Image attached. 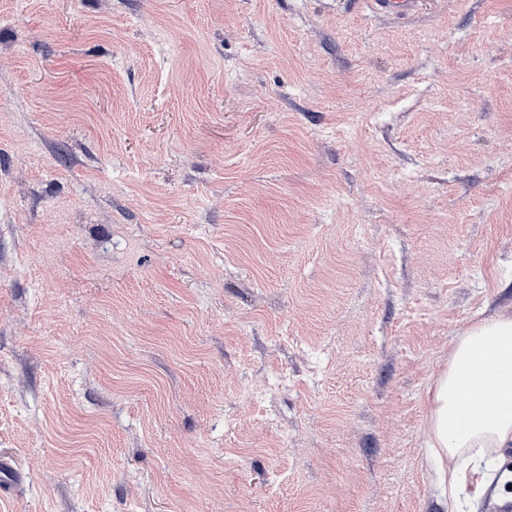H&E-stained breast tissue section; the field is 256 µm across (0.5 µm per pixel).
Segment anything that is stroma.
I'll list each match as a JSON object with an SVG mask.
<instances>
[{"mask_svg":"<svg viewBox=\"0 0 512 512\" xmlns=\"http://www.w3.org/2000/svg\"><path fill=\"white\" fill-rule=\"evenodd\" d=\"M512 0H0V512H448L427 391L512 317ZM370 2L376 10L405 17L418 8L420 0H371Z\"/></svg>","mask_w":512,"mask_h":512,"instance_id":"obj_1","label":"stroma"}]
</instances>
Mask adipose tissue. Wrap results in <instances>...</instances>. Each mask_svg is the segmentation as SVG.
<instances>
[{
  "instance_id": "adipose-tissue-1",
  "label": "adipose tissue",
  "mask_w": 512,
  "mask_h": 512,
  "mask_svg": "<svg viewBox=\"0 0 512 512\" xmlns=\"http://www.w3.org/2000/svg\"><path fill=\"white\" fill-rule=\"evenodd\" d=\"M493 345L489 354L476 351L478 342ZM469 372L461 384V372ZM475 399L467 425H459L458 410L463 392ZM432 446L436 456L462 457L463 465L448 471V486L456 488L470 474L479 473L482 451L512 446V318L497 317L475 322L461 336L448 356V367L428 391ZM491 397L493 413L481 406Z\"/></svg>"
}]
</instances>
